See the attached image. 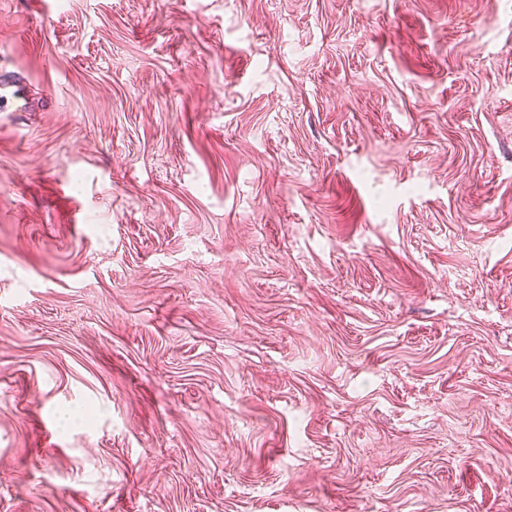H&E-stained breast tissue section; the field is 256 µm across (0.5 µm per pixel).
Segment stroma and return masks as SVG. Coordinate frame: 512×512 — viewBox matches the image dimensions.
I'll list each match as a JSON object with an SVG mask.
<instances>
[{"label": "stroma", "instance_id": "obj_1", "mask_svg": "<svg viewBox=\"0 0 512 512\" xmlns=\"http://www.w3.org/2000/svg\"><path fill=\"white\" fill-rule=\"evenodd\" d=\"M0 512H512V0H0ZM0 100L2 103L8 101L16 105L15 110H28L29 99L25 92V85L21 80L11 82H0Z\"/></svg>", "mask_w": 512, "mask_h": 512}]
</instances>
